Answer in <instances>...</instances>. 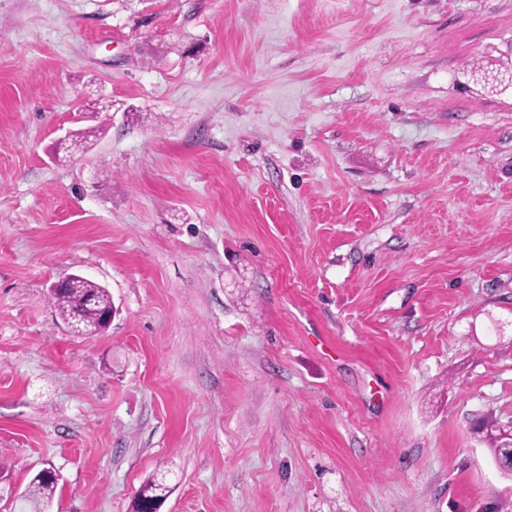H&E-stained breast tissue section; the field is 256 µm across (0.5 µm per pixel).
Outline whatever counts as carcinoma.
I'll return each instance as SVG.
<instances>
[{"label":"carcinoma","instance_id":"1","mask_svg":"<svg viewBox=\"0 0 512 512\" xmlns=\"http://www.w3.org/2000/svg\"><path fill=\"white\" fill-rule=\"evenodd\" d=\"M52 303L63 321L76 322L88 334L103 332L106 329L104 317L113 310L108 289L84 276L74 279V285L54 297ZM56 484L57 480L39 472L26 491L29 506L42 507L49 502ZM166 491L167 487L157 479L146 481L134 497L132 512H155Z\"/></svg>","mask_w":512,"mask_h":512}]
</instances>
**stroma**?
Masks as SVG:
<instances>
[{"label": "stroma", "instance_id": "stroma-1", "mask_svg": "<svg viewBox=\"0 0 512 512\" xmlns=\"http://www.w3.org/2000/svg\"><path fill=\"white\" fill-rule=\"evenodd\" d=\"M512 0H0V512H512ZM101 126L60 144L76 109ZM117 309L69 333L49 287ZM57 480L40 471L30 483L26 491V501L31 508L44 506L51 499ZM167 487L156 478L147 480L138 490L132 503V512H155L166 496Z\"/></svg>", "mask_w": 512, "mask_h": 512}]
</instances>
